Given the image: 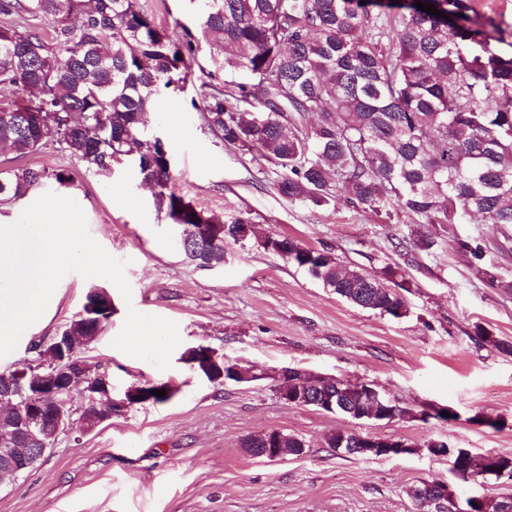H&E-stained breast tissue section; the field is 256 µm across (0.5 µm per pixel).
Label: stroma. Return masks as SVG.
Here are the masks:
<instances>
[{"mask_svg": "<svg viewBox=\"0 0 512 512\" xmlns=\"http://www.w3.org/2000/svg\"><path fill=\"white\" fill-rule=\"evenodd\" d=\"M139 3L172 36L199 38L185 90L158 96L145 116L149 134L183 142L171 153L172 189L219 220L247 217L262 233L331 251L375 276L399 264L412 283L409 314L395 319L357 308L254 238L227 241L223 264L198 266L177 247L170 219L130 165L89 171L53 141L21 160L0 149V169L24 164L70 175L68 185L52 183L49 191L81 206L90 235L127 261L132 289L127 301L107 279L65 275L48 319L0 361V372L33 360L32 343L55 336L81 312L88 291L103 288L115 309L84 357L111 376L115 390L156 381L175 390L167 403L132 406L90 431L73 422L32 470L0 486V512H416L407 489L435 480L453 483L463 498L512 497V481L457 480L447 458L426 450L439 441L512 456V354L474 336L480 325L512 342V251H497L499 227L389 224L343 199L314 206L280 196L278 169L224 144L192 105L202 81L220 86L228 73L200 36L194 0ZM422 236L434 238L432 249L418 248ZM402 238L411 242L405 253L392 247ZM486 268L504 287L484 278ZM132 308L177 323L180 344L169 369L112 347ZM198 345L258 380L222 385L199 377L181 359ZM289 367L375 384L410 414L356 421L289 405L277 395L276 377ZM435 406L453 419H420ZM273 429L302 437L307 452L271 462L243 450V438ZM339 430L408 440L419 451L381 461L340 456L324 446Z\"/></svg>", "mask_w": 512, "mask_h": 512, "instance_id": "1", "label": "stroma"}]
</instances>
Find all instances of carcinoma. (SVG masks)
Returning a JSON list of instances; mask_svg holds the SVG:
<instances>
[{"instance_id": "1", "label": "carcinoma", "mask_w": 512, "mask_h": 512, "mask_svg": "<svg viewBox=\"0 0 512 512\" xmlns=\"http://www.w3.org/2000/svg\"><path fill=\"white\" fill-rule=\"evenodd\" d=\"M432 5L437 17L415 6ZM211 46L246 80L201 85L203 118L225 144L274 164L291 202L347 201L416 224H480L512 240V52L491 48L512 32L473 12L472 0H199ZM0 87L38 96L0 100V146L24 158L53 138L94 172L131 162L155 202L181 225L179 246L202 267L224 262V243L254 237L347 302L401 318L412 283L386 265L376 278L285 236H261L247 217L206 234L213 216L171 189L166 144L144 131L156 96L187 82L193 42H178L139 0H0ZM52 29L47 37L35 21ZM68 175L0 169V199L18 201ZM94 298L66 329L92 343ZM475 336L512 354L482 326ZM270 433L242 448L259 456ZM283 456L305 441L277 432ZM483 454L462 462L489 479ZM475 512H512L489 497Z\"/></svg>"}]
</instances>
